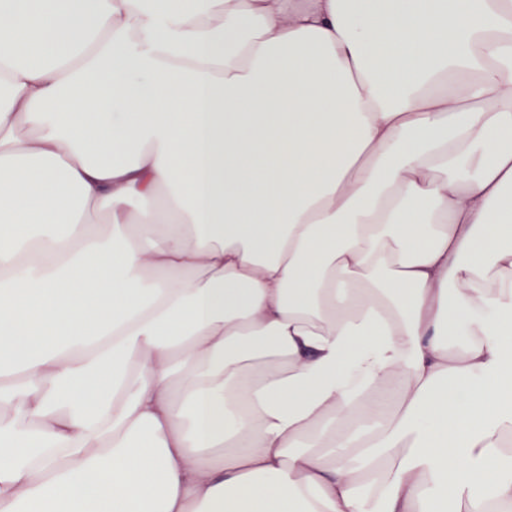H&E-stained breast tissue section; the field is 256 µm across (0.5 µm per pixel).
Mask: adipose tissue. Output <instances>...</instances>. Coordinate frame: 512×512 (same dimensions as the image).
Instances as JSON below:
<instances>
[{"mask_svg":"<svg viewBox=\"0 0 512 512\" xmlns=\"http://www.w3.org/2000/svg\"><path fill=\"white\" fill-rule=\"evenodd\" d=\"M512 0H0V512H512Z\"/></svg>","mask_w":512,"mask_h":512,"instance_id":"1","label":"adipose tissue"}]
</instances>
